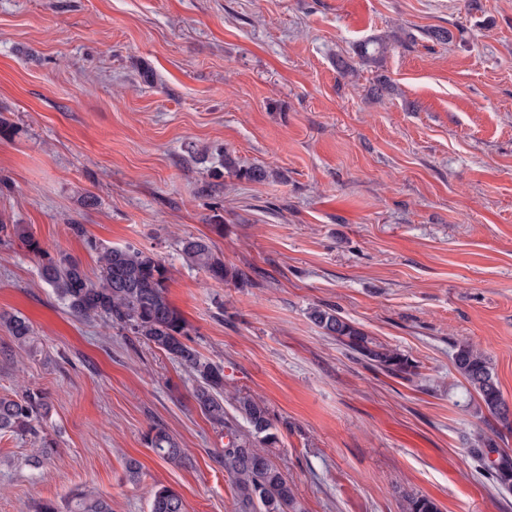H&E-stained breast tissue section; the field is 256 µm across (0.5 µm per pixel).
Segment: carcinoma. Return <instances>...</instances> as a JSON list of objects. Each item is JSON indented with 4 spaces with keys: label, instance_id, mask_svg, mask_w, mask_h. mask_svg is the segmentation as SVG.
Instances as JSON below:
<instances>
[{
    "label": "carcinoma",
    "instance_id": "1",
    "mask_svg": "<svg viewBox=\"0 0 512 512\" xmlns=\"http://www.w3.org/2000/svg\"><path fill=\"white\" fill-rule=\"evenodd\" d=\"M391 45L385 39H369L359 45L358 56L370 62L387 53ZM224 169L253 183L273 176V171L261 165L240 166L227 153ZM1 234L18 238L33 252L41 251L38 241L23 224H0ZM87 245L97 255L95 278L87 275L78 259L60 252L46 256L41 266L45 284L75 316L125 330L189 373L194 381L193 398L201 412L214 426L224 430L227 442L217 458L233 482L238 512H301L293 484L272 460L279 438L270 409L258 397L227 392L224 366L191 345L188 324L167 296L170 271L165 263L155 253L133 245L114 247L93 241ZM181 251L186 262L218 283L244 280L243 273L226 265L203 237L183 239ZM309 319L366 365L409 381L419 376L418 365L405 354L377 341L340 316L336 308L315 307L310 310ZM0 325L21 345L33 341V328L24 317L0 314ZM453 361L481 405L498 423L511 429L512 412L503 400L485 353L465 341L456 344ZM228 405L247 423L248 433H241L230 419ZM48 413L47 395L39 389L0 394V434L32 439L35 448L31 449L29 462L35 467L53 453V442L39 436V427ZM145 440L165 462H182L184 449L165 428L150 427ZM491 468L497 487L511 492L512 460L505 456L491 463ZM148 494L150 512H185L182 497L169 487L154 485ZM68 512H112V505L103 495L75 492L70 497ZM404 512L441 510L433 499L421 495L409 498Z\"/></svg>",
    "mask_w": 512,
    "mask_h": 512
}]
</instances>
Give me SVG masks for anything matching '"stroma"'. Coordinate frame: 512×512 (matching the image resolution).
<instances>
[{
  "label": "stroma",
  "mask_w": 512,
  "mask_h": 512,
  "mask_svg": "<svg viewBox=\"0 0 512 512\" xmlns=\"http://www.w3.org/2000/svg\"><path fill=\"white\" fill-rule=\"evenodd\" d=\"M452 34L447 43L430 29ZM398 36L378 62L357 46ZM353 65L348 75L337 58ZM387 76L383 101L368 90ZM0 222L87 272V246L133 245L171 270L167 294L227 388L270 408L273 460L304 512H512L480 436L512 455L456 371V344L485 351L512 406V0H0ZM230 154L274 169L222 172ZM82 225L75 234L73 225ZM208 237L242 283L183 260ZM38 254L0 241V394L47 393L50 459L0 435V512H149L162 484L186 512H236L216 461L224 434L177 362L127 331L71 314ZM332 305L419 367L408 382L356 362L308 318ZM164 427L176 466L147 447ZM142 481H127V460ZM224 169L239 179H245L253 183L264 182L269 179V177L273 176V171L267 169L265 166H240L227 153L224 154ZM0 325L5 326L13 339L21 345L34 341V331L24 317L18 315L0 314ZM68 509V512H112V505L103 495L75 492L70 497Z\"/></svg>",
  "instance_id": "35a3bbf8"
}]
</instances>
